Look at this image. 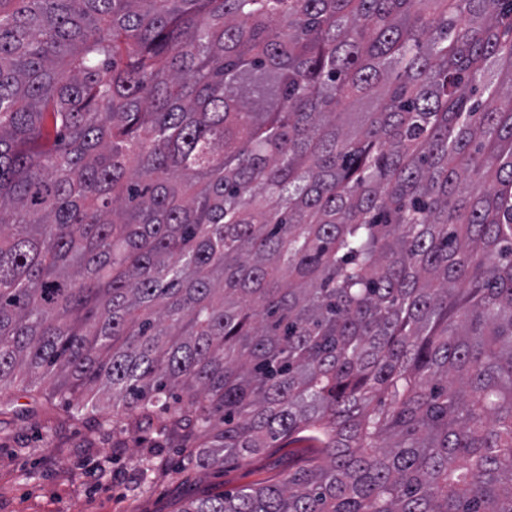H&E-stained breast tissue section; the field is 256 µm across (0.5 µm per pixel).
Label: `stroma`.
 I'll return each mask as SVG.
<instances>
[{
  "mask_svg": "<svg viewBox=\"0 0 512 512\" xmlns=\"http://www.w3.org/2000/svg\"><path fill=\"white\" fill-rule=\"evenodd\" d=\"M0 512H178L189 501L275 483L314 454L281 442L216 471L188 464L193 441L106 410L80 415L24 382L0 394Z\"/></svg>",
  "mask_w": 512,
  "mask_h": 512,
  "instance_id": "1",
  "label": "stroma"
}]
</instances>
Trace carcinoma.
I'll return each mask as SVG.
<instances>
[{
	"mask_svg": "<svg viewBox=\"0 0 512 512\" xmlns=\"http://www.w3.org/2000/svg\"><path fill=\"white\" fill-rule=\"evenodd\" d=\"M283 480L180 512H512V0H0V388Z\"/></svg>",
	"mask_w": 512,
	"mask_h": 512,
	"instance_id": "obj_1",
	"label": "carcinoma"
}]
</instances>
